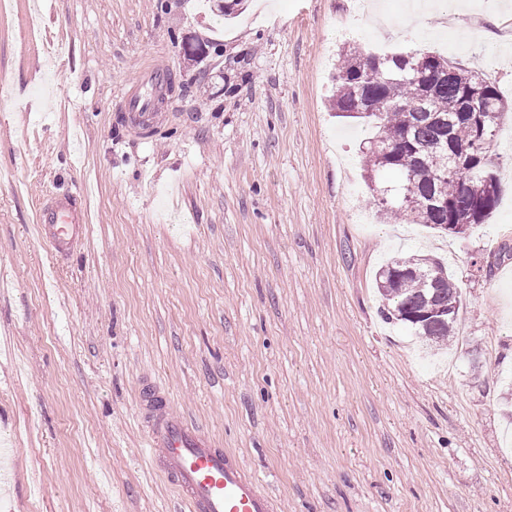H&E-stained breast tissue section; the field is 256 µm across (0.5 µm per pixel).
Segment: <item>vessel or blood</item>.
Returning <instances> with one entry per match:
<instances>
[{"label": "vessel or blood", "instance_id": "b4317fda", "mask_svg": "<svg viewBox=\"0 0 512 512\" xmlns=\"http://www.w3.org/2000/svg\"><path fill=\"white\" fill-rule=\"evenodd\" d=\"M168 76L165 66L150 67L122 92L127 121L152 119L154 98L149 91ZM84 220L83 210L66 196L50 198L37 213L41 235L49 238L58 254L72 247L77 226ZM148 400L152 405L150 443L158 450L154 462L190 512H277L274 499L233 452L214 447L204 428L170 411L158 392H150Z\"/></svg>", "mask_w": 512, "mask_h": 512}]
</instances>
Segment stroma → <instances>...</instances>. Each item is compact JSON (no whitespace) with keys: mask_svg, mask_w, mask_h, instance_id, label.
<instances>
[{"mask_svg":"<svg viewBox=\"0 0 512 512\" xmlns=\"http://www.w3.org/2000/svg\"><path fill=\"white\" fill-rule=\"evenodd\" d=\"M7 0L0 8V512H188L154 468L145 386L235 453L278 512H512V114L499 204L445 235L383 223L341 50L434 49L512 104V0ZM159 59L140 133L119 98ZM87 222L55 258L46 198ZM448 266L463 340L422 356L374 274Z\"/></svg>","mask_w":512,"mask_h":512,"instance_id":"obj_1","label":"stroma"}]
</instances>
